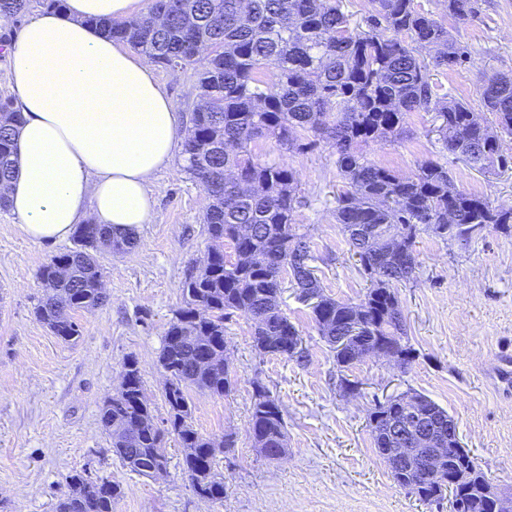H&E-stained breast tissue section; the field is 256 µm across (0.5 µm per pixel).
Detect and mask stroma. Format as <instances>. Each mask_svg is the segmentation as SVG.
<instances>
[{"label":"stroma","instance_id":"1","mask_svg":"<svg viewBox=\"0 0 512 512\" xmlns=\"http://www.w3.org/2000/svg\"><path fill=\"white\" fill-rule=\"evenodd\" d=\"M415 4L433 13L468 52L461 67L432 69L433 85L481 111L483 76L512 74V0H478L476 17L465 23L449 16L444 0ZM252 153L296 170L301 204L294 218L312 245L313 273L331 297L360 300L370 282L336 222L345 183L332 148L319 141L281 153L259 141ZM365 154L403 176L424 159L443 157L432 113H411L402 137L372 143ZM445 159L457 188L512 208V169L483 175L454 157ZM151 195L150 219L140 227L135 249L100 255L108 301L76 313L81 335L71 344L53 336L34 307L40 266L70 249L72 240L33 241L11 211L0 210V512H55L75 471L120 484L114 512H430L393 481L366 427L373 400L410 389L453 415L463 446L490 478L512 488V390L495 374L498 359L512 355V235L496 231L468 243L418 235L415 279L398 289L415 361L404 371L382 358L364 359L350 371L362 384L355 395L340 390L334 354L291 280L282 284L281 308L308 351L303 364L260 354L251 320L226 318L233 388L221 398L190 394L194 428L206 437L230 434L235 440L218 457L223 501L193 492L174 436L166 438L163 477L153 480L123 467L99 426L100 405L115 393L123 362L133 356L155 418L165 421L158 357L182 305L181 283L207 246L201 222L207 198L181 157L157 173ZM258 384L279 402L286 421L288 455L279 461L261 456L249 437Z\"/></svg>","mask_w":512,"mask_h":512}]
</instances>
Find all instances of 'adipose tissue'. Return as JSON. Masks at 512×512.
I'll use <instances>...</instances> for the list:
<instances>
[{
	"instance_id": "adipose-tissue-1",
	"label": "adipose tissue",
	"mask_w": 512,
	"mask_h": 512,
	"mask_svg": "<svg viewBox=\"0 0 512 512\" xmlns=\"http://www.w3.org/2000/svg\"><path fill=\"white\" fill-rule=\"evenodd\" d=\"M141 8L142 0H66L7 46L23 117L9 199L32 240L68 239L89 214L119 231L149 221L150 184L184 126L148 60L90 24Z\"/></svg>"
}]
</instances>
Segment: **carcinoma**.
<instances>
[{"instance_id": "1", "label": "carcinoma", "mask_w": 512, "mask_h": 512, "mask_svg": "<svg viewBox=\"0 0 512 512\" xmlns=\"http://www.w3.org/2000/svg\"><path fill=\"white\" fill-rule=\"evenodd\" d=\"M242 0H154L148 14L126 21L99 19L94 25L126 43L155 64L190 73L201 105L191 115L182 144L186 171L204 190L208 205L202 224L210 244L201 265L181 285L183 306L165 332L159 363L166 373L163 397L168 407L167 430L157 426L146 398L135 357L124 360L125 384L106 397L99 422L113 453L123 466L140 476L168 466L164 433L174 435L183 452V470L194 492L203 499H224V478L215 460L234 445L201 435L191 422L189 391L222 397L232 378L224 318L239 313L252 321L255 349L302 363L305 349L290 343L297 327L281 309L284 272L296 286L297 299L307 306L316 328L332 322L362 345L381 344L395 352L402 368L410 369L414 349L405 339L398 285L414 279L418 265L413 245L417 235L431 233L443 240L468 241L475 228L512 234V209L492 207L481 196L457 188L447 166L433 160L402 176L370 162L362 147L377 140L397 139L411 112H433L443 149L470 168L487 171L512 164L501 150L500 135H512V76L492 74L481 86L490 118L481 121L469 105L440 96L430 80V55L442 68L462 64L467 51L448 38V30L414 0H368V29L350 25L343 0H250L248 16ZM448 15L467 22L477 13L476 0H446ZM59 9L63 0H0V16L20 21L34 7ZM21 113L10 97H0V209L9 208L6 191L17 157ZM312 134L336 153V169L347 191L339 199L336 223L358 256L372 288L357 302L336 300L314 276L307 238L296 232V172L276 161L252 155L261 139L279 151L302 150V136ZM454 222L448 223V214ZM249 234L240 233V226ZM357 225L373 229L361 239ZM237 259H224V242ZM137 245L136 235L116 232L103 224L78 226L74 246L42 265L38 278L43 293L35 315L65 343L80 336L73 314L91 311L108 300L97 255L124 253ZM67 277L60 276L61 270ZM340 387L354 391L360 383L345 375L352 364L336 353ZM417 413L448 411L428 396ZM405 396L389 408L369 410L368 426L375 447L385 442L382 414H402ZM453 436L443 435L444 453L432 466L448 477V466L471 469L468 488L448 485L423 474L390 469L393 480L417 501L440 505L449 512H492L477 487L487 477L478 461L462 448L457 422ZM253 447L266 459L270 449L288 453L286 423L278 401L256 385L249 420ZM70 490L57 512H113L121 494L114 481L92 480L82 472L69 476Z\"/></svg>"}]
</instances>
